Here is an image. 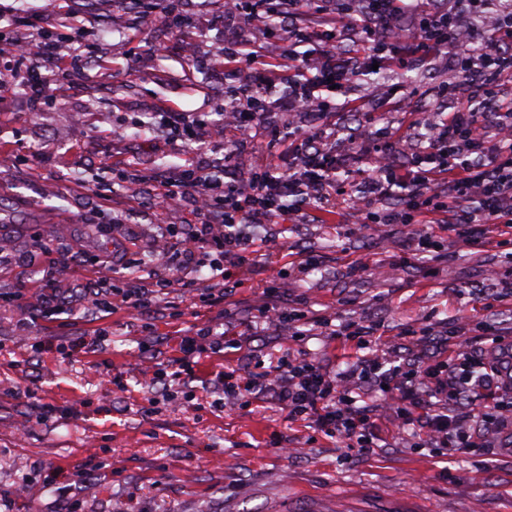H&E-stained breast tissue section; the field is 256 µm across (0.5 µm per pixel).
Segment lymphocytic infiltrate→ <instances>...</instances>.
Instances as JSON below:
<instances>
[{
  "label": "lymphocytic infiltrate",
  "mask_w": 512,
  "mask_h": 512,
  "mask_svg": "<svg viewBox=\"0 0 512 512\" xmlns=\"http://www.w3.org/2000/svg\"><path fill=\"white\" fill-rule=\"evenodd\" d=\"M327 0H224V14L244 27L301 43L316 40V59H296L284 52L280 68L258 67L250 43L237 39L224 45V76L233 82V97L225 103L213 128H231L244 135L269 126L273 110L299 115V142L280 146L287 168L255 166L245 152L229 154L236 176L224 179L199 166L170 176L146 203L155 208L191 197L202 220L183 225L178 234L186 259L208 269L220 280L225 266L244 267L253 252L250 228L275 216L304 223L310 213L330 212L337 205L336 185L344 170L345 142L330 131V110L320 92L344 87L362 75L366 63L386 64V47L425 51L456 41L457 70L468 86L469 105L436 112L421 121L422 145L401 157V128L377 127L374 112L359 114L361 149L369 160L366 175L349 199L357 226L416 225L403 242L396 265L427 263L440 244L430 224L441 225L476 248L494 246L481 232L494 225L512 235V98L494 90L512 78V0H500L496 12L483 16L489 33L486 45L471 47L465 33H453L441 0H368L359 12L330 10ZM419 16L418 26L401 31L398 20ZM354 32L370 50L368 62L357 54L338 56L336 44ZM59 42L15 38L11 58L0 63V112L16 88H23L32 105L44 103L51 74L42 64L54 62ZM288 87L285 98L273 101L276 84ZM87 309L94 318L124 308L142 314L157 300L155 290L133 288L106 293L89 289ZM378 325L362 318L341 323L335 336L356 352L346 370L329 372L299 354L271 358L262 371L224 374L225 397L240 400L262 395L289 421L311 424L315 432L336 440L355 456L377 446V429L388 423L397 430L413 427L414 447L433 456L512 447V337L483 321L446 330L405 329L403 355L391 360L377 353ZM232 328L223 337L202 327L184 336L170 361L176 373L191 370L196 357L237 348Z\"/></svg>",
  "instance_id": "1"
}]
</instances>
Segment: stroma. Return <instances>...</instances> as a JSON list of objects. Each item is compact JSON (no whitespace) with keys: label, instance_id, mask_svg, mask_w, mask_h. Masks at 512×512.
<instances>
[{"label":"stroma","instance_id":"35a3bbf8","mask_svg":"<svg viewBox=\"0 0 512 512\" xmlns=\"http://www.w3.org/2000/svg\"><path fill=\"white\" fill-rule=\"evenodd\" d=\"M155 0L130 10L125 0H0V50L22 33H70L62 54L91 52L87 79L50 90L40 108L16 92L0 112V238L10 250L0 263V512H300L320 500L363 497L378 506L412 491L419 512H512V454L477 452L451 460L410 448L406 436L350 463L333 439L285 411L254 402L217 408L224 368L236 356L215 354L194 367L191 379L170 383V396H155V374L176 354L184 334L209 326L223 332L225 316L247 322L278 286L282 307L331 320L368 315L393 340L401 327L451 319L496 322L512 330V300L470 301L461 289L484 283L487 269L503 264L500 250L474 248L443 238L440 273L425 280L409 263L391 267L409 233L397 225L351 231L344 212L308 224H257L256 238L275 234L279 246L251 255L231 279L245 285L218 303L217 282L193 266L163 265L156 245L164 225L192 224L189 199L161 213L139 205L127 172L162 181L177 167L215 164L233 174L230 145L207 139L181 147L170 135L140 132L139 122L175 108L204 122L224 110V43L244 34L260 55L278 56L261 32L221 22L214 0H178L194 29L172 32L156 18ZM455 51L444 48L392 62L379 72L327 91L339 138L358 127L356 107L402 127L416 143L412 122L432 112H452L467 100L466 88L437 97L438 86L456 81ZM124 136L117 137L113 128ZM133 251L134 274L121 273ZM317 254V269L301 273L302 252ZM68 254L90 273L110 260L118 289L165 284L152 310L129 318L116 311L101 322L83 314V301L28 307L19 295L31 281L66 283L49 265ZM372 271L344 277L348 263ZM106 335H97V327ZM263 351L281 354L291 343L283 331L261 339ZM335 366L343 350L329 329L295 343ZM57 408L45 416L42 407ZM294 435L291 453L274 442Z\"/></svg>","mask_w":512,"mask_h":512}]
</instances>
